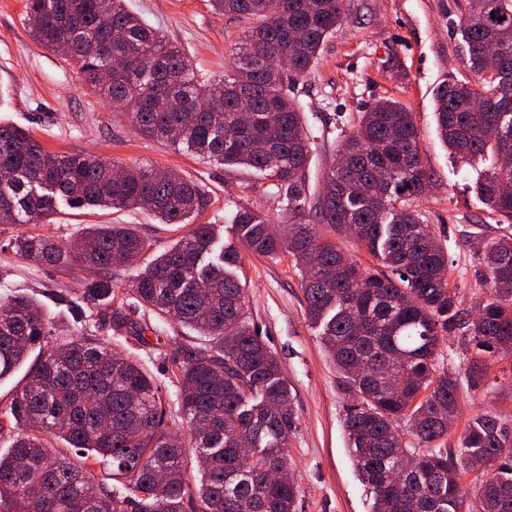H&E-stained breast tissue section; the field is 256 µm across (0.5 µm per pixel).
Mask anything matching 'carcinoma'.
<instances>
[{
  "instance_id": "cac0c4a2",
  "label": "carcinoma",
  "mask_w": 512,
  "mask_h": 512,
  "mask_svg": "<svg viewBox=\"0 0 512 512\" xmlns=\"http://www.w3.org/2000/svg\"><path fill=\"white\" fill-rule=\"evenodd\" d=\"M464 2L455 24L477 80L438 89L437 128L461 165L490 161L479 200L512 223V192L502 190L512 184V165H503L512 156V0ZM210 5L253 21L234 66L214 83L200 81L182 49L125 0H27L25 21L39 45L66 42L87 88L119 101L140 134L253 169L286 200L288 224L279 233L247 206L237 207L233 223L243 248L286 255L301 275L306 315L342 390L356 400L345 431L372 512H512V421L486 410L468 422L457 447H443L460 397L457 377L437 365L443 343L456 336L473 385L487 394L499 389L487 368L512 360V236L484 247V291L475 311L464 308L449 285L447 252L413 210L429 176L413 113L391 98L362 114L309 208L311 141L288 78L312 70L345 18V0ZM94 44L124 68L112 69ZM0 170L11 174L0 180V224L45 220L61 201L73 209L144 207L162 224H182L206 206L202 188L172 171L49 153L13 125L0 124ZM319 224L353 237L378 268H362ZM216 240L214 225L196 224L132 280L144 307L202 338L173 361L186 433L166 429L159 387L136 361L96 338L57 342L0 410V433L18 430L0 454V512H297L286 451L297 424L291 391L247 316L235 274L240 252L218 250ZM11 247L35 264L78 263L91 275L85 296L100 305L117 293L112 270L151 243L115 224H92L71 244L36 234ZM55 331L34 298L1 296L0 380ZM403 419L409 440L398 429ZM192 453L197 478L189 473Z\"/></svg>"
}]
</instances>
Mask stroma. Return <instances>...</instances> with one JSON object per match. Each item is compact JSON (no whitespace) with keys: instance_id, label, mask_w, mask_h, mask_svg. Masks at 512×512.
Here are the masks:
<instances>
[{"instance_id":"stroma-1","label":"stroma","mask_w":512,"mask_h":512,"mask_svg":"<svg viewBox=\"0 0 512 512\" xmlns=\"http://www.w3.org/2000/svg\"><path fill=\"white\" fill-rule=\"evenodd\" d=\"M461 0H346V18L324 42L311 72L292 90L301 102L313 140L307 172L317 189L344 138L362 112L394 98L414 114L421 158L429 174L425 192L413 205L448 252L451 283L465 308L478 300L482 273L478 252L489 241L512 235V224L477 199L476 170L458 167L440 139L434 113L440 86L467 78L453 28ZM151 26L177 44L198 78L210 81L231 68L246 20L215 13L209 0H127ZM0 122L29 130L45 150L87 151L128 165H152L195 181L207 196L199 223L216 225L225 246L239 243L232 217L237 206L259 212L273 228L285 224L283 204L251 170L221 166L185 154L135 132L124 113L89 92L78 66L39 45L25 24V0H0ZM90 224H121L149 239L154 252L171 247L190 224H163L151 212L72 209L61 206L48 224H0V294L26 293L67 332L110 341L114 351L136 358L161 385L168 425L179 421L178 404L163 355H181L192 344L186 329L159 322L129 293L131 279L146 265L138 258L117 269L114 281L122 308L135 331L114 333L109 306L83 294L85 271L39 265L23 259L10 239L42 233L67 243ZM248 315L258 335L281 361L293 396L297 427L288 440V459L299 488V512H370L371 499L359 480L347 447L343 420L353 405L326 358L317 329L305 315L299 277L288 257L272 260L243 252L238 271ZM84 309L86 322L75 320ZM439 367L458 378L464 401L446 439L454 446L468 422L484 408L512 420V364L490 366L503 384L484 396L467 375L458 343L447 340Z\"/></svg>"}]
</instances>
